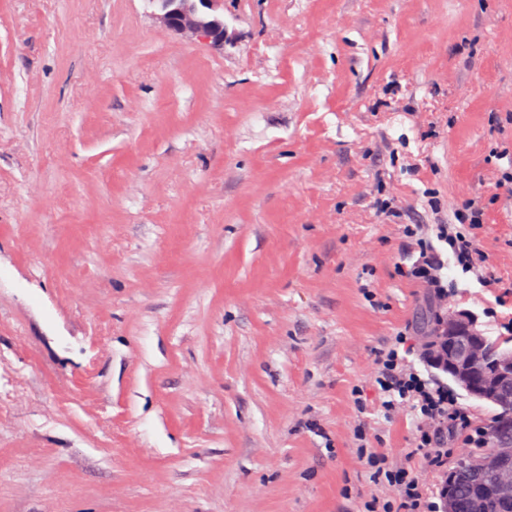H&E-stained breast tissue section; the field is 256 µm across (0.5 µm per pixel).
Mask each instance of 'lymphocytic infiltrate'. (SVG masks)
Returning a JSON list of instances; mask_svg holds the SVG:
<instances>
[{
  "label": "lymphocytic infiltrate",
  "mask_w": 512,
  "mask_h": 512,
  "mask_svg": "<svg viewBox=\"0 0 512 512\" xmlns=\"http://www.w3.org/2000/svg\"><path fill=\"white\" fill-rule=\"evenodd\" d=\"M474 209V201L466 199L453 215L435 208L431 211V224L404 227L411 260L408 273L427 289L433 305V340L423 346L426 368H418L410 360L408 334L404 331L374 360L373 378L385 415L409 411L416 419V429L410 451L412 460L408 463L390 462L370 451L366 430H358L360 457L372 468L375 479L394 491L393 497L386 499L371 495L363 503V512H446V477L453 442L460 440L473 448L483 442L481 426L475 424L455 391L440 378L448 370V358L437 343L438 337L448 333L451 297L442 276L444 255H452L463 272L475 273L483 283L495 282L474 235L458 225L463 218L469 219L471 225H479Z\"/></svg>",
  "instance_id": "lymphocytic-infiltrate-1"
}]
</instances>
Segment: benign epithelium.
Wrapping results in <instances>:
<instances>
[{
    "label": "benign epithelium",
    "instance_id": "benign-epithelium-1",
    "mask_svg": "<svg viewBox=\"0 0 512 512\" xmlns=\"http://www.w3.org/2000/svg\"><path fill=\"white\" fill-rule=\"evenodd\" d=\"M155 5L154 18L163 28L187 39H204L217 49H224L229 31L224 23V0H150ZM471 315L461 312L451 317L454 345L448 352V368L463 388L481 393L483 389L497 392V405L512 408V355L503 356L497 367L484 374V387L475 381V366L479 363L482 346L471 335ZM471 468L490 474L494 487L507 501L512 499V446L503 445L496 457L469 460Z\"/></svg>",
    "mask_w": 512,
    "mask_h": 512
}]
</instances>
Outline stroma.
Masks as SVG:
<instances>
[{"label": "stroma", "mask_w": 512, "mask_h": 512, "mask_svg": "<svg viewBox=\"0 0 512 512\" xmlns=\"http://www.w3.org/2000/svg\"><path fill=\"white\" fill-rule=\"evenodd\" d=\"M0 0V512H355L406 462L378 351L404 226L458 186L512 318V0ZM395 194L394 214L377 203ZM156 22L187 40L204 39L223 50L229 39L224 0H150Z\"/></svg>", "instance_id": "obj_1"}]
</instances>
